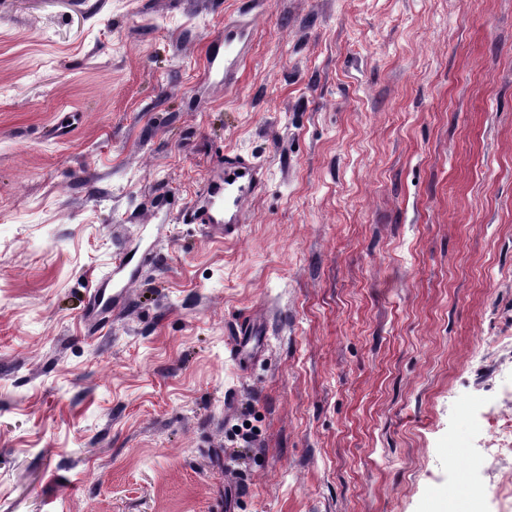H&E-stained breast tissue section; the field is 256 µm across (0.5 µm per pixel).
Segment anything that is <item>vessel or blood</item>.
<instances>
[{"mask_svg": "<svg viewBox=\"0 0 512 512\" xmlns=\"http://www.w3.org/2000/svg\"><path fill=\"white\" fill-rule=\"evenodd\" d=\"M240 31L225 29L208 56L209 69L232 68ZM266 190L263 164L254 156L224 152L219 170L208 181L199 199L182 213L186 224L202 225L209 235L222 239L238 237L246 215Z\"/></svg>", "mask_w": 512, "mask_h": 512, "instance_id": "vessel-or-blood-1", "label": "vessel or blood"}]
</instances>
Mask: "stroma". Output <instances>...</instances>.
I'll use <instances>...</instances> for the list:
<instances>
[{
    "label": "stroma",
    "mask_w": 512,
    "mask_h": 512,
    "mask_svg": "<svg viewBox=\"0 0 512 512\" xmlns=\"http://www.w3.org/2000/svg\"><path fill=\"white\" fill-rule=\"evenodd\" d=\"M504 413L512 0H0V512H512ZM241 38L242 33L240 31L232 28H225L224 38H217L215 42L212 43V50L208 55L207 64L210 71L220 68L221 62L219 60V55L222 48L224 54V83L228 80L231 68L236 61L237 54L234 55L235 48L241 41ZM265 190V168L260 161L252 155L225 151L219 170L208 181L199 199L183 211L182 221L202 224L211 236L237 238L246 215ZM479 457L486 466H492L500 460L512 457V419L505 418L499 425L498 431H494L490 439H484L479 444Z\"/></svg>",
    "instance_id": "1"
}]
</instances>
